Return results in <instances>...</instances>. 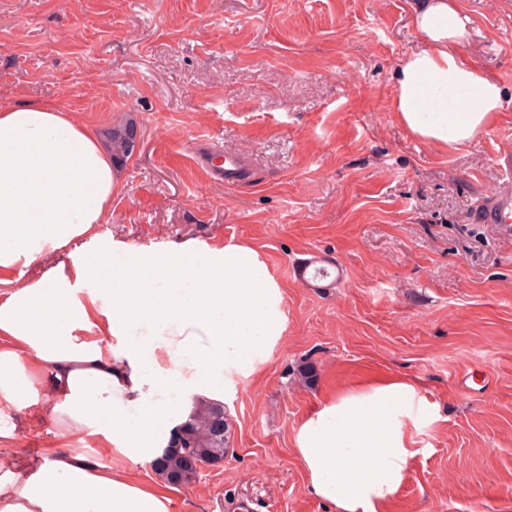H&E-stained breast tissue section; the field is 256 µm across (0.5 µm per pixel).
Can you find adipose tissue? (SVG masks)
<instances>
[{
    "instance_id": "1",
    "label": "adipose tissue",
    "mask_w": 512,
    "mask_h": 512,
    "mask_svg": "<svg viewBox=\"0 0 512 512\" xmlns=\"http://www.w3.org/2000/svg\"><path fill=\"white\" fill-rule=\"evenodd\" d=\"M410 22L420 45L394 71L392 109L424 142L469 143L502 110L504 89L461 55L472 29L456 0H418ZM116 174L107 145L66 107L0 104V273L88 238L107 220ZM89 279L100 292L77 299ZM286 329L279 281L237 243L187 242L118 271L100 250L0 298V440L12 436L6 418L29 407L63 440L38 461L0 456V512H168L166 493L136 476L183 414L157 391L232 397ZM432 419L419 385L396 378L325 399L296 427L293 453L334 512H380L418 453L413 429ZM69 439L120 466L88 461Z\"/></svg>"
}]
</instances>
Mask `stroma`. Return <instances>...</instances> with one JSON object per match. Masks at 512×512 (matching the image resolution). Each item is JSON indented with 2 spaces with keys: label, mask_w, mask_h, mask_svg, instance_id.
I'll return each mask as SVG.
<instances>
[{
  "label": "stroma",
  "mask_w": 512,
  "mask_h": 512,
  "mask_svg": "<svg viewBox=\"0 0 512 512\" xmlns=\"http://www.w3.org/2000/svg\"><path fill=\"white\" fill-rule=\"evenodd\" d=\"M415 2L0 0L1 103L59 100L98 130L138 127L98 247L245 244L284 289L281 344L224 403L223 462L171 487L169 512H330L294 430L329 396L392 377L417 380L435 419L382 512H512V241L468 220L512 150V0H458L463 55L505 90L462 146L417 139L391 110ZM225 152L250 158L248 182L196 162ZM89 251L37 256L0 277V296ZM312 260L331 286L301 273ZM9 426L0 454L27 462L60 441L31 409Z\"/></svg>",
  "instance_id": "obj_1"
}]
</instances>
